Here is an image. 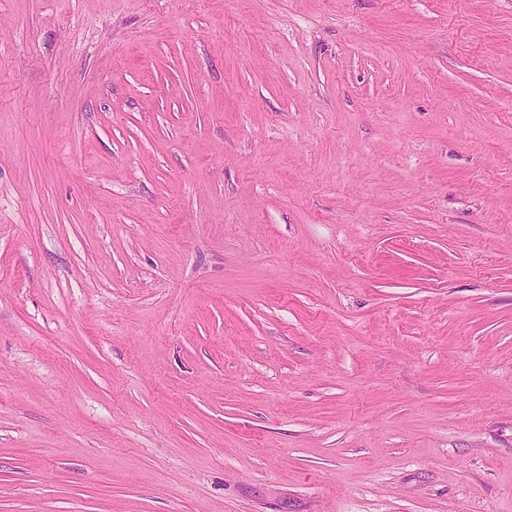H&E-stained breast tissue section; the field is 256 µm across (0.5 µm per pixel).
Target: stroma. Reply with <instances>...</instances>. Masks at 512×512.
I'll return each instance as SVG.
<instances>
[{
	"mask_svg": "<svg viewBox=\"0 0 512 512\" xmlns=\"http://www.w3.org/2000/svg\"><path fill=\"white\" fill-rule=\"evenodd\" d=\"M0 512H512V0H0Z\"/></svg>",
	"mask_w": 512,
	"mask_h": 512,
	"instance_id": "1",
	"label": "stroma"
}]
</instances>
